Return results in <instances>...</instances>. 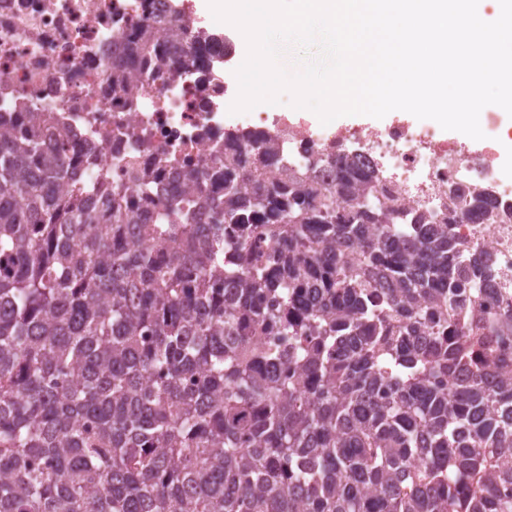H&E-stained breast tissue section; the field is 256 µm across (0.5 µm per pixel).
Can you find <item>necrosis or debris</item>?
Masks as SVG:
<instances>
[{"mask_svg": "<svg viewBox=\"0 0 512 512\" xmlns=\"http://www.w3.org/2000/svg\"><path fill=\"white\" fill-rule=\"evenodd\" d=\"M173 0H0V112L23 108L54 113L77 133L82 155L93 165L77 168L78 178L100 177L132 184L136 171L175 159L182 167L202 166L224 154V112L238 88L224 81L219 63L230 59V38L209 41L203 53L205 78L175 84L144 80L133 107L112 89V55L122 51L138 26L151 24L152 38L168 39ZM486 137L469 148L402 118L382 128L318 126L289 117L287 109L262 112L245 125L252 132L278 134L296 172L304 170V150L335 153L344 148L374 167L377 190L399 209L442 219L454 217L461 199L490 192L496 207L471 223L454 225L466 245L489 244L496 275L486 304L512 313V175L498 159L512 145V126L496 112L481 114Z\"/></svg>", "mask_w": 512, "mask_h": 512, "instance_id": "obj_1", "label": "necrosis or debris"}]
</instances>
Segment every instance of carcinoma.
<instances>
[{"instance_id":"cac0c4a2","label":"carcinoma","mask_w":512,"mask_h":512,"mask_svg":"<svg viewBox=\"0 0 512 512\" xmlns=\"http://www.w3.org/2000/svg\"><path fill=\"white\" fill-rule=\"evenodd\" d=\"M137 37L165 82L213 39L179 13L171 46ZM49 120L0 114V512H512L488 247L377 200L349 153L306 149L296 175L270 132L224 133L245 150L151 215L170 161L136 195L87 185Z\"/></svg>"}]
</instances>
